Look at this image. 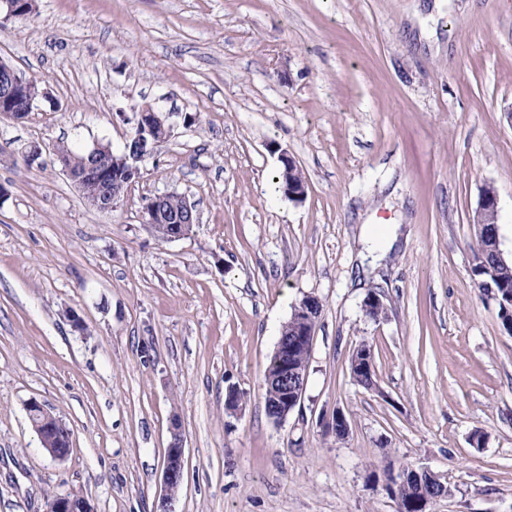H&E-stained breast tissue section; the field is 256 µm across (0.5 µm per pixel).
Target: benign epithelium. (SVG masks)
<instances>
[{
    "mask_svg": "<svg viewBox=\"0 0 512 512\" xmlns=\"http://www.w3.org/2000/svg\"><path fill=\"white\" fill-rule=\"evenodd\" d=\"M32 0H0V15L3 20L8 21L15 17L28 14L29 4ZM36 95L28 90L26 79L18 73L11 65L0 60V116L15 121L25 119L29 112L33 111ZM168 116L152 109H145L138 113L135 132L130 140L139 141L145 132L155 126L169 130L167 124ZM156 143L141 150V153L130 156L126 153L121 155L119 164H113L114 155L111 147L107 144L95 143L87 148L91 159L83 170L74 171L68 163L59 156L53 160L61 166L62 173L78 188L85 200L97 202L98 208L102 211H111L117 207L121 198L108 190L107 174L115 170L121 171L125 184L132 185L140 178V164L150 157ZM167 195L153 197L149 209L145 210V224L154 230L162 227L165 232L164 240L176 241L187 236L196 224L197 214L195 205L186 202L184 209L173 216L169 215L162 204ZM498 197L496 190L487 186L481 194L477 224L479 229V241L481 247L489 252L494 261L502 266L508 265L499 249L498 234L491 233L484 228L483 217L491 216L498 220ZM315 329L307 328L295 331L294 337H288V331H282L278 340L275 353L277 354V373H266V386L278 388V398L270 406L269 412L276 422L284 421L288 415L300 405L306 384V369L298 367L289 362V355L299 348L308 349L313 342ZM354 368L360 373L370 377L365 382L366 387L374 386L372 357L361 354L353 357ZM27 411L33 421V426L39 439L48 453L56 458L63 459L68 453L67 448H54L51 443L58 438L59 430L63 428L59 419L44 409L43 405L32 399L27 404ZM185 464L184 440L179 423H171V440L167 446L164 468L161 497L158 512H172L171 504L175 499V491L181 487ZM46 512H95L91 500L80 494L72 493L65 496H55L47 501Z\"/></svg>",
    "mask_w": 512,
    "mask_h": 512,
    "instance_id": "obj_1",
    "label": "benign epithelium"
}]
</instances>
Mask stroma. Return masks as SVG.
<instances>
[{"label": "stroma", "mask_w": 512, "mask_h": 512, "mask_svg": "<svg viewBox=\"0 0 512 512\" xmlns=\"http://www.w3.org/2000/svg\"><path fill=\"white\" fill-rule=\"evenodd\" d=\"M0 60L39 89L0 119V512L76 491L155 512L175 419L173 512H397L386 475L405 467L448 484L432 512H512V335L472 273L484 186L512 258V0H35ZM145 107L171 133L114 210L26 161L121 149ZM283 152L304 201L274 189ZM169 192L198 222L163 242L143 205ZM308 295L306 387L277 423L264 372ZM364 343L372 389L349 368ZM33 399L69 428L66 458ZM27 411L33 421L34 429L48 453L56 459H64L70 451V448H67L69 445L67 437L64 435L63 439H58V448H54L50 444L58 438L59 430L64 428L59 419L45 410L43 405L35 399L28 402ZM185 464L184 440L179 423L173 420L171 423V440L167 446L161 497L158 512H171V504L175 499V491L181 487Z\"/></svg>", "instance_id": "35a3bbf8"}]
</instances>
